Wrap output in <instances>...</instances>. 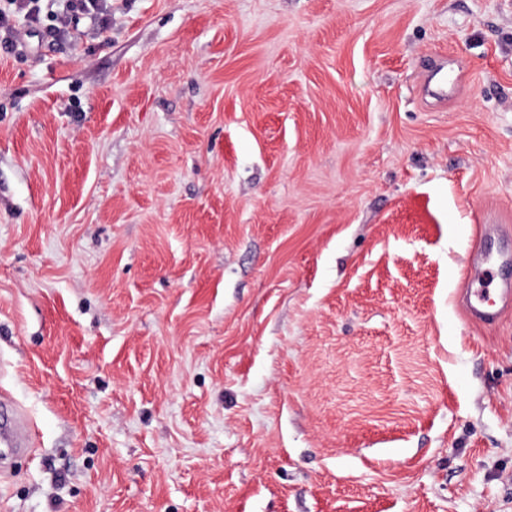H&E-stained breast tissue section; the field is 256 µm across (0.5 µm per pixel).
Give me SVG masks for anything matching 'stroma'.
<instances>
[{
    "label": "stroma",
    "mask_w": 512,
    "mask_h": 512,
    "mask_svg": "<svg viewBox=\"0 0 512 512\" xmlns=\"http://www.w3.org/2000/svg\"><path fill=\"white\" fill-rule=\"evenodd\" d=\"M0 46V512H512V0H59ZM445 59L457 96H424ZM103 0H62V24L76 23L80 15L98 14L102 10L100 2ZM77 24V23H76ZM468 278L471 282H477L483 288H468L464 295L469 299L465 306L468 317L483 325L495 323L502 310L512 304V281L500 276L499 267L496 264L481 258L471 267ZM495 282V288H488ZM496 296V300L493 298ZM474 297L476 304H473Z\"/></svg>",
    "instance_id": "1"
}]
</instances>
